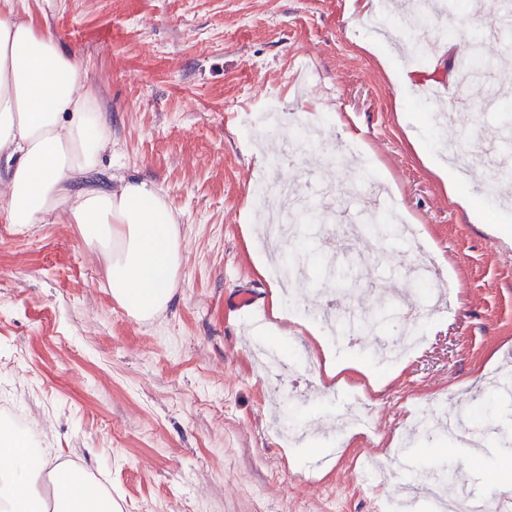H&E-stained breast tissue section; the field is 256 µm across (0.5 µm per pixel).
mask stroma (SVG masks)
Masks as SVG:
<instances>
[{"instance_id": "35a3bbf8", "label": "stroma", "mask_w": 512, "mask_h": 512, "mask_svg": "<svg viewBox=\"0 0 512 512\" xmlns=\"http://www.w3.org/2000/svg\"><path fill=\"white\" fill-rule=\"evenodd\" d=\"M380 0H50L45 21L88 72L110 124L112 150L96 174L155 183L184 229L174 295L157 317L131 316L104 286L101 254L73 224L26 232L0 220V421L31 435L48 466L64 462L101 482L117 512H373L362 476L386 465L381 494L422 501L402 488L412 465L448 462L468 487L496 488L497 451L512 437V396L495 380L512 366V207L478 187L500 156L490 131L499 106L476 118L489 92L512 97V35L482 39L494 69L458 94L445 125L431 123L415 86L447 82L470 43L415 49L397 28L355 33L356 14ZM279 95L271 133L248 121ZM307 122L336 150L354 149L334 182L359 186L305 233L271 256L280 274L259 275L243 227L261 224L252 189L258 176L295 181L320 165L306 152L278 163ZM459 140L452 163L441 141ZM270 157L257 166L253 151ZM388 224L372 247L351 241V221ZM413 225L416 236L402 232ZM438 260L451 288L443 310L421 319L422 347L400 373L380 357L401 319L355 341H328L339 362L362 364L345 382L318 377L314 343L293 327L268 337L285 364L267 374L250 333L225 301L241 289L267 298L276 276L305 317L320 308L371 314L389 289L418 303L408 255ZM351 269L324 287V272ZM367 389L372 435L347 434L341 414ZM459 415L466 436L427 438ZM483 449V463L470 451Z\"/></svg>"}]
</instances>
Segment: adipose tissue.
Segmentation results:
<instances>
[{"label":"adipose tissue","mask_w":512,"mask_h":512,"mask_svg":"<svg viewBox=\"0 0 512 512\" xmlns=\"http://www.w3.org/2000/svg\"><path fill=\"white\" fill-rule=\"evenodd\" d=\"M25 2L0 0V218L21 231L77 225L106 257L113 299L151 318L169 304L182 267L178 216L152 182L90 183L112 145L109 125L86 71L33 14L20 13ZM27 454V435L1 422L0 512H113L111 497L79 493L63 467L50 497H39L44 465Z\"/></svg>","instance_id":"1"}]
</instances>
